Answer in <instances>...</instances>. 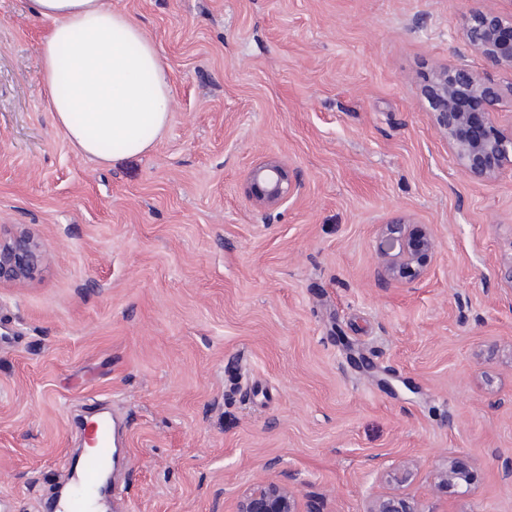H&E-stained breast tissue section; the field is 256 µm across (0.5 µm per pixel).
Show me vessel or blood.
I'll return each instance as SVG.
<instances>
[{
  "label": "vessel or blood",
  "instance_id": "vessel-or-blood-1",
  "mask_svg": "<svg viewBox=\"0 0 512 512\" xmlns=\"http://www.w3.org/2000/svg\"><path fill=\"white\" fill-rule=\"evenodd\" d=\"M119 433L118 420L110 414H99L89 422L87 436L94 450L71 462L70 490L54 502L52 512H93L104 481L111 477L117 464Z\"/></svg>",
  "mask_w": 512,
  "mask_h": 512
}]
</instances>
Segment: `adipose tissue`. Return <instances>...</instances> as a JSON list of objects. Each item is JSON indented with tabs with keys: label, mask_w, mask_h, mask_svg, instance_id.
<instances>
[{
	"label": "adipose tissue",
	"mask_w": 512,
	"mask_h": 512,
	"mask_svg": "<svg viewBox=\"0 0 512 512\" xmlns=\"http://www.w3.org/2000/svg\"><path fill=\"white\" fill-rule=\"evenodd\" d=\"M49 21L41 78L77 154L109 163L147 152L170 117L168 72L152 40L103 0H31Z\"/></svg>",
	"instance_id": "obj_1"
}]
</instances>
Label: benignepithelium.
I'll return each mask as SVG.
<instances>
[{
  "label": "benign epithelium",
  "mask_w": 512,
  "mask_h": 512,
  "mask_svg": "<svg viewBox=\"0 0 512 512\" xmlns=\"http://www.w3.org/2000/svg\"><path fill=\"white\" fill-rule=\"evenodd\" d=\"M465 46L487 63L512 70V14L494 10L477 11L461 32ZM512 98V84L491 82L473 69L460 54L455 62L434 70L424 89V98L435 123L448 139L467 175L486 181L506 165H512V130L497 126L495 109ZM255 204L272 209L294 195L300 187L275 158L257 163L249 173ZM436 249V239L402 214L396 213L378 226L376 274L388 285H410L423 279ZM43 245L25 224H16L6 236L0 234V286L21 285L38 271L44 261ZM474 471L464 462L449 459L434 474L439 493L470 486ZM234 512H302L298 494L287 484L261 480L244 491ZM366 512H425L416 499L403 492L373 496Z\"/></svg>",
  "instance_id": "obj_1"
}]
</instances>
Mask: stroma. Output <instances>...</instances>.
<instances>
[{
  "mask_svg": "<svg viewBox=\"0 0 512 512\" xmlns=\"http://www.w3.org/2000/svg\"><path fill=\"white\" fill-rule=\"evenodd\" d=\"M170 78L152 149L75 155L42 84L48 30L0 0V228L45 262L0 287V501L41 502L80 447L79 414L125 422L124 512H234L259 480L302 508L364 512L414 463L425 512H512V167L476 182L422 95L479 9L512 0H109ZM299 192L256 208L248 173ZM427 225V276L388 288L376 230ZM389 371L381 386L350 350ZM475 470L448 497V459ZM249 180L255 190V204L261 209L280 205L300 187L297 178H292L275 158H266L257 163L249 173Z\"/></svg>",
  "mask_w": 512,
  "mask_h": 512,
  "instance_id": "35a3bbf8",
  "label": "stroma"
}]
</instances>
